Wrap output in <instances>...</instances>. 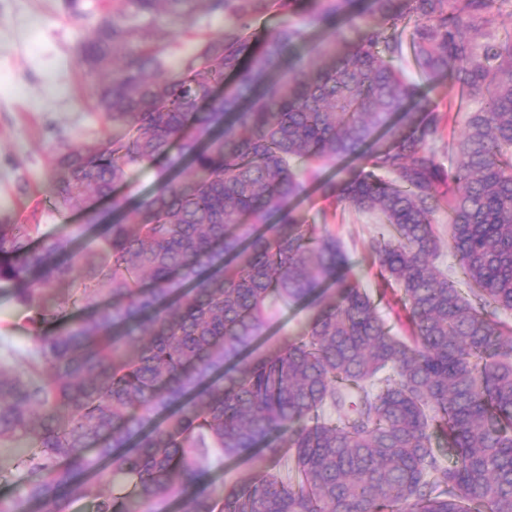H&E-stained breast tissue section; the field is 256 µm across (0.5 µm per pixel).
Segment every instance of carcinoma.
<instances>
[{
  "mask_svg": "<svg viewBox=\"0 0 512 512\" xmlns=\"http://www.w3.org/2000/svg\"><path fill=\"white\" fill-rule=\"evenodd\" d=\"M63 7L87 22L75 65L112 138L55 146L52 211L83 223L41 239L0 224V282L35 308L27 368L0 362V447L24 445L16 466L36 475L0 512L89 497L94 512H512V37L491 36L512 0ZM164 16L178 36H160ZM315 29L334 36L306 59ZM407 48L478 102L448 169L449 115L395 67ZM338 160L348 173L324 176ZM155 166L134 205L114 194ZM306 173L323 199L380 217V298L399 294L411 340L298 213ZM90 196L112 198V223ZM443 210L451 274L433 263ZM331 285L338 299L253 355L277 311ZM253 453L273 471L209 480Z\"/></svg>",
  "mask_w": 512,
  "mask_h": 512,
  "instance_id": "obj_1",
  "label": "carcinoma"
}]
</instances>
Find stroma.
<instances>
[{"mask_svg":"<svg viewBox=\"0 0 512 512\" xmlns=\"http://www.w3.org/2000/svg\"><path fill=\"white\" fill-rule=\"evenodd\" d=\"M62 0H0V222L35 224L40 234L53 235L63 223H81L80 213L60 217L49 204L47 171L59 140L77 144L92 135H111L93 114V81L75 67L73 59L82 24L67 15ZM438 111L452 120L437 149V159L451 167V145L461 133L468 110L452 104L456 86L447 78L426 82ZM309 223L321 225L345 245L363 287L375 288L377 263L370 252L373 224L369 216L329 206L315 186H308L296 203ZM314 306L283 309L263 339L265 351L297 332L314 313ZM29 309L18 306L7 285H0V357L4 344L27 343Z\"/></svg>","mask_w":512,"mask_h":512,"instance_id":"obj_1","label":"stroma"}]
</instances>
